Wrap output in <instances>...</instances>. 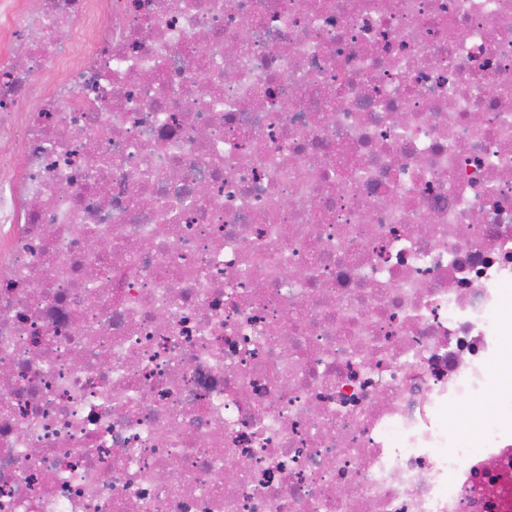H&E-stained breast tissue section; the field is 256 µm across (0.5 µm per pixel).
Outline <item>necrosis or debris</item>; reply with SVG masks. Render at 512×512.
Segmentation results:
<instances>
[{
  "label": "necrosis or debris",
  "instance_id": "obj_1",
  "mask_svg": "<svg viewBox=\"0 0 512 512\" xmlns=\"http://www.w3.org/2000/svg\"><path fill=\"white\" fill-rule=\"evenodd\" d=\"M0 19V512H512V0ZM498 396H499V394L497 391H491L485 396H482V397H479V398H476L473 400L464 401L449 410L448 418L450 420H454L453 415L455 413L466 411L469 414H471L472 412H474L475 410H478V409H483L486 412H493L496 410V413L494 414V415H496L497 414L496 402H497ZM494 415H491V416H494Z\"/></svg>",
  "mask_w": 512,
  "mask_h": 512
}]
</instances>
